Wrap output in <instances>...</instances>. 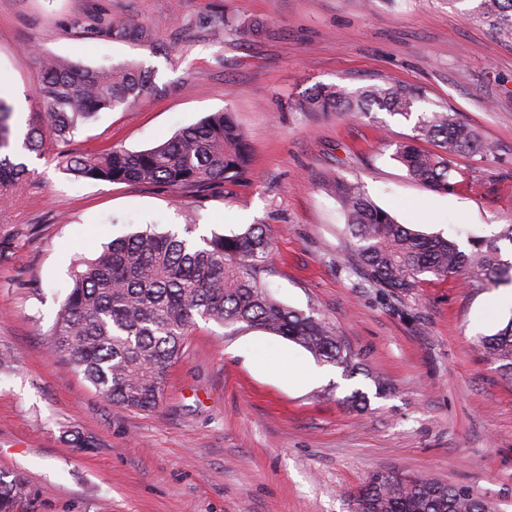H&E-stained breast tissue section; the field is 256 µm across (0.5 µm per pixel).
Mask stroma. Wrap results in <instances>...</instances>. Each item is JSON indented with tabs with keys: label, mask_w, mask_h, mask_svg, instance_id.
Segmentation results:
<instances>
[{
	"label": "stroma",
	"mask_w": 512,
	"mask_h": 512,
	"mask_svg": "<svg viewBox=\"0 0 512 512\" xmlns=\"http://www.w3.org/2000/svg\"><path fill=\"white\" fill-rule=\"evenodd\" d=\"M468 0H0V98L22 138L44 118L40 61L133 62L154 77L140 101L99 113L69 149L151 148L210 113L245 132L244 180L210 187L103 183L65 169L60 147L0 203V472L26 479L16 512H351L378 471L470 487L512 512V380L481 337L512 318L503 286L425 276L393 296L359 266L327 176L361 183L413 230L468 248L496 238L512 263V44L472 22ZM139 40L114 35L127 19ZM421 88L489 145L455 158L449 187L392 157L413 120L386 112L305 116L319 84ZM193 238L262 225L265 279L291 308L325 318L366 369L348 378L283 338L197 321L150 412L112 404L57 361L42 335L78 260L156 226ZM384 392H377L376 381ZM367 393L365 407L345 399ZM92 449L74 448V435Z\"/></svg>",
	"instance_id": "obj_1"
}]
</instances>
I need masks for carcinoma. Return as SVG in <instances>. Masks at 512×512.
Masks as SVG:
<instances>
[{"label": "carcinoma", "instance_id": "cac0c4a2", "mask_svg": "<svg viewBox=\"0 0 512 512\" xmlns=\"http://www.w3.org/2000/svg\"><path fill=\"white\" fill-rule=\"evenodd\" d=\"M470 16L512 43V0H477ZM38 89L46 121L30 126L22 148L40 153L47 144L67 145L98 113L130 105L152 86L151 73L126 62L88 68L63 60L42 61ZM422 92L407 84L356 90L318 85L292 103L304 115H353L375 109L409 118L418 113L411 138L393 158L407 174L434 190L448 189L452 159L487 148L476 130L448 111L422 110ZM13 109L0 98V198L29 174L14 154ZM439 148L430 152L420 142ZM251 147L231 113L214 112L172 138L143 151L110 147L99 154H72L66 170L77 178L111 183L174 187L233 182L248 173ZM353 240L359 264L397 296H406L421 276L462 272L486 283L512 275L497 245L477 243L470 252L457 242L419 234L376 205L357 181L328 182ZM184 233L149 227L116 239L72 270L73 284L54 323L44 332L48 348L110 402L151 411L161 400L170 366L180 357L190 328L201 318L234 332L262 330L293 342L350 375L368 373L324 318L292 309L270 292L265 274L273 261L271 242L259 224L240 233L195 241ZM484 353L512 377V319L480 340ZM25 479L0 475V512H15ZM355 512H492L466 486L428 476L378 472L360 489Z\"/></svg>", "mask_w": 512, "mask_h": 512}]
</instances>
